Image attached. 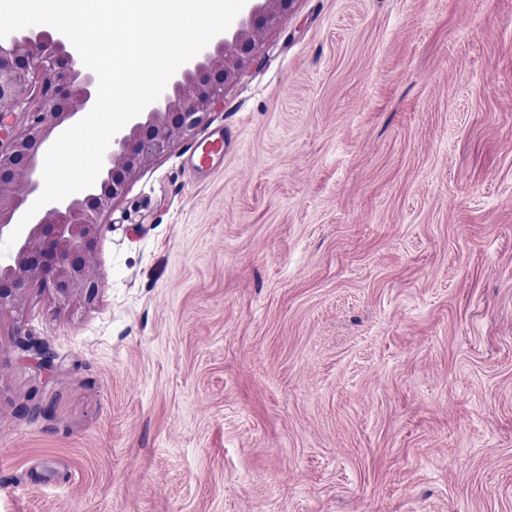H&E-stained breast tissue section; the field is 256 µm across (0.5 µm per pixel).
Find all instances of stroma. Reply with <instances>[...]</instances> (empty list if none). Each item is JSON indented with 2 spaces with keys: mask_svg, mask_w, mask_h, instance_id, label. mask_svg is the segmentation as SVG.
Masks as SVG:
<instances>
[{
  "mask_svg": "<svg viewBox=\"0 0 512 512\" xmlns=\"http://www.w3.org/2000/svg\"><path fill=\"white\" fill-rule=\"evenodd\" d=\"M109 221L0 311V512H512V0H294ZM185 165L198 178L210 177L224 165V131L205 137L188 156Z\"/></svg>",
  "mask_w": 512,
  "mask_h": 512,
  "instance_id": "obj_1",
  "label": "stroma"
}]
</instances>
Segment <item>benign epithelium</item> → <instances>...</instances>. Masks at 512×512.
Returning a JSON list of instances; mask_svg holds the SVG:
<instances>
[{
    "label": "benign epithelium",
    "instance_id": "7a95c632",
    "mask_svg": "<svg viewBox=\"0 0 512 512\" xmlns=\"http://www.w3.org/2000/svg\"><path fill=\"white\" fill-rule=\"evenodd\" d=\"M294 0H263L238 23L232 40L165 87L145 120H130L112 138L95 184L59 202L44 205L0 256V310L15 304L35 283L59 299H90L101 272L92 244L108 225L113 201L137 172L168 149L174 137L197 128L224 98V89L255 57L260 29L286 14ZM79 54L55 29L25 28L0 39V116L14 112L28 87L42 79L38 101L21 129L0 142V243L16 228L15 216L39 189V149L77 115L73 102L92 107L96 76L81 70Z\"/></svg>",
    "mask_w": 512,
    "mask_h": 512
}]
</instances>
